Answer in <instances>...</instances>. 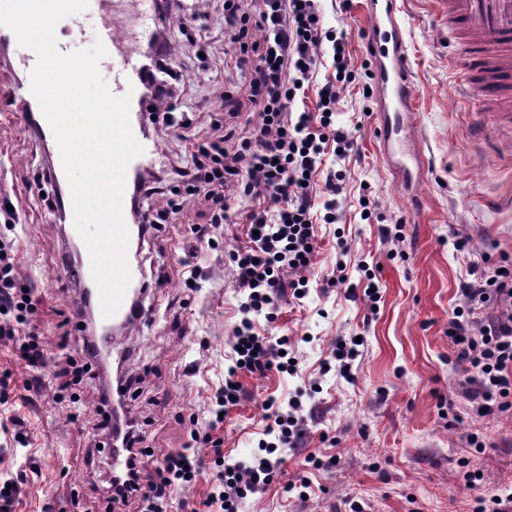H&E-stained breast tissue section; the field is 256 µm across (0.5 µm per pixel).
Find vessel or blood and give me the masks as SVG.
<instances>
[{"label": "vessel or blood", "mask_w": 512, "mask_h": 512, "mask_svg": "<svg viewBox=\"0 0 512 512\" xmlns=\"http://www.w3.org/2000/svg\"><path fill=\"white\" fill-rule=\"evenodd\" d=\"M158 5L159 0H88L86 16L92 20V28H85L79 21L71 27L72 34L88 31L102 41L107 54L99 68L108 73L111 92L131 97L132 130L144 148L143 154L128 165L131 173L148 167L159 154L158 143L144 138L139 119L140 113L149 109L139 95L149 73L140 47L154 35L150 22L157 16ZM395 12V5L383 6L372 0L367 17L375 55L381 60L378 83L385 110L384 153L393 168L401 169L404 179L413 182L419 178L422 161L406 135L408 125L413 122L408 56ZM444 14L449 30L466 46L460 66L480 101H503L505 91L512 89V0H445ZM35 62V54L22 49V74L9 89L8 97L18 109L21 124L32 128L44 140L52 131L30 89V72ZM129 311L130 305L125 302L114 316L99 318L100 332L94 339L97 355L110 353L109 330L113 324L124 321Z\"/></svg>", "instance_id": "1"}]
</instances>
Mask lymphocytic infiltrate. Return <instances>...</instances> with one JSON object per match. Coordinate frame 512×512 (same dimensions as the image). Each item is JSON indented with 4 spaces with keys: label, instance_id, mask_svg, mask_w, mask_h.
Masks as SVG:
<instances>
[{
    "label": "lymphocytic infiltrate",
    "instance_id": "f902f5d3",
    "mask_svg": "<svg viewBox=\"0 0 512 512\" xmlns=\"http://www.w3.org/2000/svg\"><path fill=\"white\" fill-rule=\"evenodd\" d=\"M222 9L224 43L236 68L247 73L245 92L226 113L216 114L204 136L191 134L192 119L182 121L176 174L185 196L200 200L208 211V225L194 229L197 240L208 236L209 224L231 220L230 190L250 203L247 219L255 234L234 257L236 284L245 294L242 318L233 328L237 352L217 397L226 410L244 397L239 371L294 370L282 355L286 339L260 335L254 319L285 293L298 300L308 295L309 280L302 272L318 245L311 211L322 206L324 223H334L341 177L330 174L315 185L306 176L316 173L328 143H335L341 154L351 141L332 126L335 82L326 81L318 90L319 117L294 108V94L313 82L328 37L317 0H223ZM244 110L257 113L260 121L241 132L236 120ZM12 249V243L0 240V308L14 316L13 325H0L2 337L15 336L31 310ZM287 271L293 274L288 281L283 278ZM459 295L463 304L448 319V336L456 365L468 375L465 394L471 414L512 411V264L504 263L499 273L480 272L460 285ZM288 406L265 428L273 437L265 446L266 457L225 467L218 476L220 489L209 493L203 512H238L241 499L270 482L269 454L297 447L303 436L297 417L301 403L292 399ZM140 442L138 429L127 424L120 444L126 468L111 476L109 490L113 500L137 502L141 512H161L163 501L191 481L201 462L184 452L170 453L146 475L139 461Z\"/></svg>",
    "mask_w": 512,
    "mask_h": 512
}]
</instances>
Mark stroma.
I'll list each match as a JSON object with an SVG mask.
<instances>
[{"label":"stroma","mask_w":512,"mask_h":512,"mask_svg":"<svg viewBox=\"0 0 512 512\" xmlns=\"http://www.w3.org/2000/svg\"><path fill=\"white\" fill-rule=\"evenodd\" d=\"M318 6L324 29L344 37L349 71L332 120L354 147L343 157L327 153L320 167L342 176L337 219L318 226L307 297L298 304L281 297L272 319L255 320L258 332L287 338L296 373H241L248 397L216 435L226 463L252 461L266 402L301 398V447L280 449L272 482L248 495L241 512H350L355 501L365 512H472L459 488L465 471L479 472L484 490L512 489V414L471 419L448 317L462 282L512 259V116L483 111L463 86L454 63L461 45L436 18L434 0H397L415 116L409 135L423 165L421 183L406 188L379 148L367 0ZM222 21L215 6L202 31H183L171 18L161 30L189 50L169 104L199 133L211 124L215 95L244 93L243 73L224 54ZM52 158L0 98V201L16 207L0 210V238L15 242L17 271L31 290L30 327L45 349L33 367L14 342L0 340V483L19 491L14 512H128L108 501L110 441L95 428L112 371L98 362L84 368L85 334L73 316L78 284L64 280L75 233L54 221L53 186L40 192L33 184ZM207 221L188 202L142 241L149 319L124 345L128 372L142 378L126 410L141 431L147 474L172 452L214 458L192 432L224 384L243 298L230 255L248 238L246 225L231 223L215 230L212 244H197L193 228ZM459 236L470 239L467 253L453 247ZM190 265L201 274L189 288ZM369 279L379 287L377 303L350 297V286ZM351 336L363 344L350 377L326 371L337 339ZM473 434L485 439L484 451L471 447ZM303 477L305 497L287 492Z\"/></svg>","instance_id":"1"}]
</instances>
